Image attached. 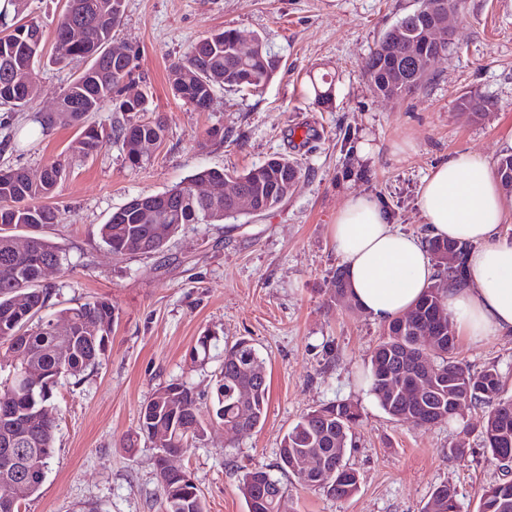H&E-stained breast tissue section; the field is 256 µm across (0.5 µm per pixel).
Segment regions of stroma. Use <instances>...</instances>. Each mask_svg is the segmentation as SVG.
Here are the masks:
<instances>
[{"mask_svg": "<svg viewBox=\"0 0 512 512\" xmlns=\"http://www.w3.org/2000/svg\"><path fill=\"white\" fill-rule=\"evenodd\" d=\"M419 0H125L113 41L138 52L151 115L164 118L163 143L133 168L110 140L87 159L68 146L76 127L59 124L29 140V116L0 107V167L39 176L67 161L57 203L63 220L48 231L69 269L50 273L39 317L100 296L118 318L109 352L82 380H60L53 459L39 492L21 512H165L148 443L128 447L144 401L159 385L184 383L209 399L224 347L245 337L264 360L269 388L261 428L228 442L215 427L180 458L205 512H247L238 485L245 469L275 471L283 435L299 418L336 400L357 403L355 450L348 462L358 492L338 500L281 476L282 512H422L435 488L456 487L460 512H476L484 487L502 473L487 463L480 434L486 407L430 427L392 419L366 398L363 376L383 322L329 299L342 260L332 226L349 195L371 196L391 223L423 236L422 182L439 164L469 151L496 165L512 136V0H465L452 44L425 83L401 100L374 94L362 65L382 33ZM236 29L265 36L281 66L263 90L220 91L201 112L175 98L168 68L198 38ZM84 67L45 65L36 109H55ZM334 84L330 107L317 106L310 80ZM476 91L494 108L478 119L459 108ZM224 131L223 139L207 135ZM369 143L375 151L362 156ZM285 155L301 178L283 204L218 224H187L163 252L120 258L99 228L131 197L164 192L200 168L243 171ZM216 336L208 363L187 358L199 336ZM456 357L471 370L497 368L512 397V335L480 342L459 336ZM463 446L464 456H450Z\"/></svg>", "mask_w": 512, "mask_h": 512, "instance_id": "35a3bbf8", "label": "stroma"}]
</instances>
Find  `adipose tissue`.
Segmentation results:
<instances>
[{
	"instance_id": "ef3b65f1",
	"label": "adipose tissue",
	"mask_w": 512,
	"mask_h": 512,
	"mask_svg": "<svg viewBox=\"0 0 512 512\" xmlns=\"http://www.w3.org/2000/svg\"><path fill=\"white\" fill-rule=\"evenodd\" d=\"M418 205L431 237L472 245L465 285L443 297L454 325L475 341L511 334L512 238L501 233L507 209L489 164L457 154L425 178ZM332 238L355 304L374 319L400 316L436 279L425 243L396 230L368 196H349Z\"/></svg>"
}]
</instances>
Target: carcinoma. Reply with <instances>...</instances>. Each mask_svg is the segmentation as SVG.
I'll use <instances>...</instances> for the list:
<instances>
[{
	"mask_svg": "<svg viewBox=\"0 0 512 512\" xmlns=\"http://www.w3.org/2000/svg\"><path fill=\"white\" fill-rule=\"evenodd\" d=\"M27 3L6 0L7 8L0 10V105L14 112L30 109L39 91L44 31L37 20H25ZM447 10L448 0H420L417 10L405 15L396 29L380 36L363 66L375 94L399 100L421 87L424 75H415L411 62L393 48L395 35L418 17L425 22ZM123 12L124 0H66L55 27L53 63L66 67L87 59L89 65L64 88L56 110L35 116L33 122L43 133L57 123L79 126V135L69 145V151L78 157L92 155L104 139L113 138L121 142L130 165L138 167L149 159V143L159 145L165 138L166 126L161 120L119 122L108 133L85 123L89 113L107 107L124 115L148 111L145 93L134 98L125 94L133 82L136 52L129 47L111 49L112 31L119 26ZM73 26L84 30L85 37L78 43L63 40ZM279 65V54L265 37L229 29L193 42L185 56L169 67L168 83L175 97L206 111L216 91H259L273 79ZM310 82L316 103L330 106L333 87L313 77ZM460 107L479 117L490 111L493 102L470 93L461 98ZM300 175L297 162L283 156L238 174L202 168L187 182L149 196L144 204L131 200L113 212L101 225V240L115 256H150L163 249L185 224H216L239 215L234 198L200 197L193 191L196 184L230 179L239 195L251 198L254 209L266 212L288 199ZM65 178L66 168L58 161L48 163L43 178L37 181L30 180L20 168L0 170V372H7L0 381V452L10 449L15 456L11 467L0 465V495L18 491V503L38 492L54 453L58 423L52 402L58 379H79L105 359L115 319L116 307L104 296L33 323L50 297L43 285L46 266L56 263L62 271L68 265L66 254L46 235V228L62 221V211L53 199ZM19 235L27 238L23 251L14 246ZM427 247L437 267V279L414 306L384 326L366 380L387 415L415 427L425 426L429 407L437 409L443 421L459 416L450 413L448 403V383L457 382L458 392L469 395V405L489 407L482 429L485 449L489 459L507 473L512 468V406L502 399V376L493 366L473 372L457 360L455 327L439 317L444 290L465 280L470 245L429 238ZM348 297L344 271L338 269L331 298L340 301ZM422 328L441 331L442 342L428 357L448 376V382L422 403L410 394L391 397L386 390V374L409 379L422 366L424 350L417 336ZM213 340L215 337L209 335L198 337L188 351L189 360L202 363L208 359ZM261 364L258 350L247 339L224 347V362L216 376L209 410L202 409L198 394L184 383L160 386L141 408L135 437L170 455L182 453L214 425L224 427L227 439L235 441L264 421L268 387L258 370ZM242 388L252 390L247 419L237 404ZM360 417L358 405L348 400L308 411L281 440L279 470L306 488H320L340 500L351 498L358 491L359 475L340 455L352 450V430ZM303 448H317L326 457L342 459L343 470L332 478L303 481L294 470V459ZM153 465L166 512H205L190 471L167 473L158 462ZM19 471L25 477L20 490L16 488ZM257 481L265 485V499L256 512H280L283 487L262 467L245 472L238 486L242 497H251ZM457 496L454 486L441 485L431 493L423 512H460ZM478 512H512V479L483 488Z\"/></svg>",
	"mask_w": 512,
	"mask_h": 512,
	"instance_id": "1",
	"label": "carcinoma"
}]
</instances>
